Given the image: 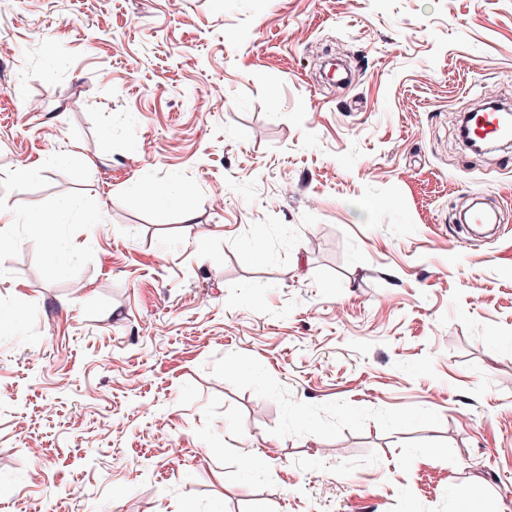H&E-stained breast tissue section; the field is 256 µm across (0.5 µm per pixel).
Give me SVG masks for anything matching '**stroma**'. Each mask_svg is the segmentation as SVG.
<instances>
[{
    "instance_id": "1",
    "label": "stroma",
    "mask_w": 512,
    "mask_h": 512,
    "mask_svg": "<svg viewBox=\"0 0 512 512\" xmlns=\"http://www.w3.org/2000/svg\"><path fill=\"white\" fill-rule=\"evenodd\" d=\"M489 95L512 0H0V512H512ZM75 217L74 204L68 196H62L54 207L46 212L30 215L21 219L38 236L49 244L56 243V230L64 224H72Z\"/></svg>"
}]
</instances>
